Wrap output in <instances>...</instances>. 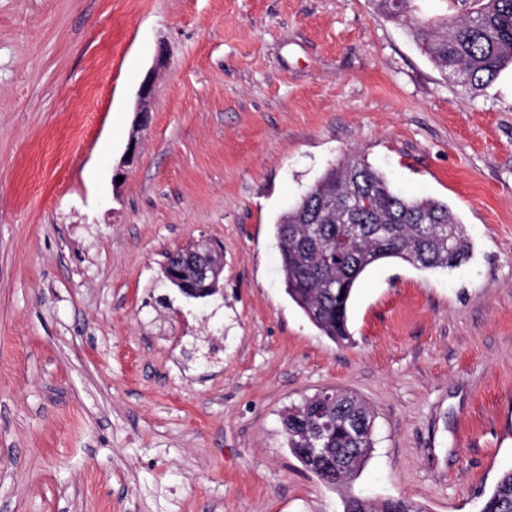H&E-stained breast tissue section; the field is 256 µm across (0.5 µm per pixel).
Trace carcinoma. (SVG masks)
Wrapping results in <instances>:
<instances>
[{"label":"carcinoma","instance_id":"1","mask_svg":"<svg viewBox=\"0 0 512 512\" xmlns=\"http://www.w3.org/2000/svg\"><path fill=\"white\" fill-rule=\"evenodd\" d=\"M396 23L410 29L434 66L464 92L475 95L512 65V0H475L463 14L418 17L412 0H376ZM274 234L285 291L307 318L330 339L346 343L348 306L361 275L386 260H402L422 270H453L470 257L462 224L448 204L394 190L382 173L360 155L327 169L299 200L278 218ZM166 263L195 288H213L177 253ZM374 415L358 396L336 390L289 407L281 424L289 453L322 477L313 449L354 453L335 480L346 488L374 448ZM344 512H426L409 499L374 501L348 494ZM480 512H512V468L504 471Z\"/></svg>","mask_w":512,"mask_h":512}]
</instances>
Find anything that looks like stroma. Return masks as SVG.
Returning a JSON list of instances; mask_svg holds the SVG:
<instances>
[{
    "label": "stroma",
    "instance_id": "stroma-1",
    "mask_svg": "<svg viewBox=\"0 0 512 512\" xmlns=\"http://www.w3.org/2000/svg\"><path fill=\"white\" fill-rule=\"evenodd\" d=\"M353 152L472 254L370 268L341 344L274 223ZM214 241L223 295L161 282ZM325 387L376 413L353 493L480 512L512 468V66L469 96L373 0H0V512H343L281 426Z\"/></svg>",
    "mask_w": 512,
    "mask_h": 512
}]
</instances>
